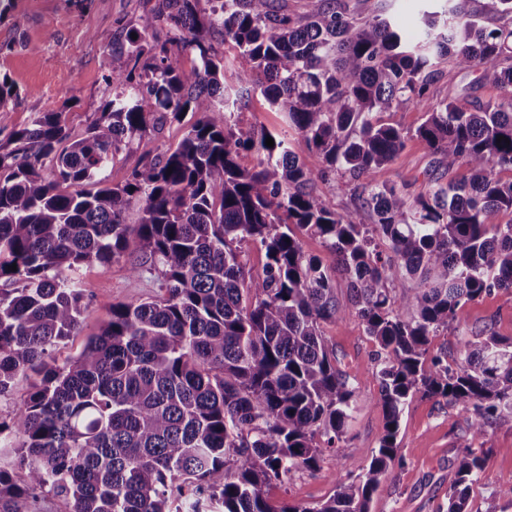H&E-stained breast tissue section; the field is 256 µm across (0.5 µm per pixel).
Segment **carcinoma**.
Segmentation results:
<instances>
[{
	"label": "carcinoma",
	"mask_w": 512,
	"mask_h": 512,
	"mask_svg": "<svg viewBox=\"0 0 512 512\" xmlns=\"http://www.w3.org/2000/svg\"><path fill=\"white\" fill-rule=\"evenodd\" d=\"M207 2L161 0L143 28L166 29L162 43L123 33L106 77L116 93L82 136L71 137L63 112H44L0 142V395L28 370L41 375L12 425L0 423L26 469L17 480L0 466V503L33 504L47 491L73 512H369L413 396L461 406L474 442L512 425V339L485 329L461 342L454 367L428 356L431 337L469 303L512 291V181L496 175L512 169V64L501 65L512 61V0H457L441 25L424 11L413 38L342 0H310L299 15L279 0ZM488 15L502 23L479 24ZM216 28L237 53L240 83L323 155L318 173L291 144L269 147V134L236 123L224 60L206 41ZM174 48L190 68L171 63ZM444 63L480 71L500 94L480 103L450 88L432 102ZM16 96L0 78V131ZM401 108L425 113L416 135L437 166L464 170L412 200L366 181L404 147L403 130L381 119ZM186 110L197 118L176 147L105 183L126 140ZM241 147L257 155L250 170L236 161ZM318 179L353 185V208L329 209ZM295 227L336 254L334 269L304 253ZM250 243L265 251L257 277L241 260ZM123 259L134 274L161 264L159 293L112 305L80 353L56 365L51 348L78 332L85 308L69 273ZM404 276L415 287L396 295ZM348 311L378 346L384 434L365 472L336 478L327 501L276 508L265 488L339 451L354 413L352 377L320 330ZM482 468V449L461 451L446 512H465Z\"/></svg>",
	"instance_id": "cac0c4a2"
}]
</instances>
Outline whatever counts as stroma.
Returning <instances> with one entry per match:
<instances>
[{
	"label": "stroma",
	"mask_w": 512,
	"mask_h": 512,
	"mask_svg": "<svg viewBox=\"0 0 512 512\" xmlns=\"http://www.w3.org/2000/svg\"><path fill=\"white\" fill-rule=\"evenodd\" d=\"M347 2L363 15L390 17L409 33L414 32L417 13L424 5V0ZM155 3L12 0L0 21V75H7L19 91L8 103L9 128L30 125L40 113L61 109L72 136L83 135L112 97L105 78L113 43L121 30L141 28ZM451 87L484 102L497 95L496 89L479 82L477 73L446 65L429 96L440 101ZM234 118L239 125L280 134L288 142L297 139L286 115L271 109L259 92L237 104ZM385 119L405 132V145L384 170L371 173V181L392 182L415 197L427 192L431 177L451 180V172L436 167L425 142L415 136L425 119L423 112L401 109L387 113ZM192 121L188 114L182 121L150 126L134 136L105 169L108 183L124 182L142 161L175 147ZM160 277V267L135 275L122 261L105 268L91 264L76 270L73 278L83 289L87 306L78 333L54 349L57 362L80 353L86 338L98 333L109 318L114 303L155 295ZM485 327L512 338V295L496 291L468 304L459 324L432 337L430 351L448 362H457L461 340ZM321 331L337 367L354 379L355 412L340 452H325L319 469L295 470L284 482L267 487V498L277 506H313L329 499L335 489L334 475L353 477L361 473L384 432V413L377 400L379 365L374 341L353 314L322 322ZM470 442L468 421L459 407L415 396L401 416L398 458L374 493L370 512H443L455 479L457 456ZM481 448L484 469L469 489L468 512H512V507L495 495L500 486L512 483V426L489 428Z\"/></svg>",
	"instance_id": "35a3bbf8"
}]
</instances>
